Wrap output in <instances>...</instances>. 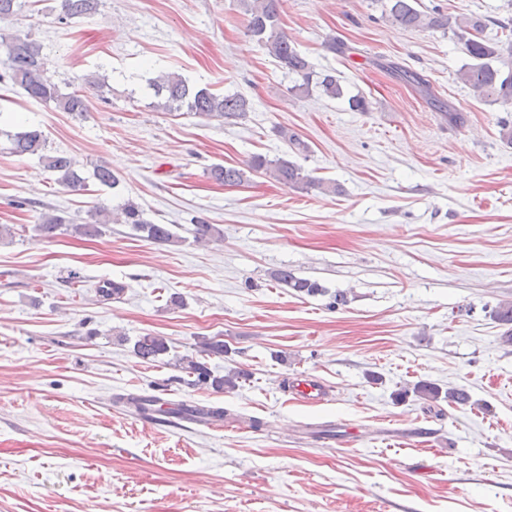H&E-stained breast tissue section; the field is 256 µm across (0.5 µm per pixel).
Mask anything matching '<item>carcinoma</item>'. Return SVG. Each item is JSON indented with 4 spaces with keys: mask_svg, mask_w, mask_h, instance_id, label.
<instances>
[{
    "mask_svg": "<svg viewBox=\"0 0 512 512\" xmlns=\"http://www.w3.org/2000/svg\"><path fill=\"white\" fill-rule=\"evenodd\" d=\"M245 14L247 34L275 59L279 67L288 74L299 77L300 83L290 88L296 96H308L313 90L338 99L345 95L344 87L334 71H316V67L303 55L295 42L280 27L281 0H238ZM389 16L405 28H425L451 31L462 44L471 62L459 70L460 80L479 100L512 103V58L505 55L503 44L483 37L485 24L479 19L459 18L454 21L439 12L426 14L414 7L415 0H389ZM100 0H62V14L59 21L75 17L91 16L98 12ZM0 51L7 56V70L0 74V81L8 79L19 85L27 95L42 103H54L62 112L77 115L88 110V95L82 91L61 92L59 86L46 75L41 45L26 35L0 36ZM154 96L159 99V107L167 112H190L198 116L217 115L227 119H237L251 109L250 100L238 92L216 94L207 87H194L176 73L163 74L148 83ZM13 150L19 155H35L43 167L57 174V182L72 192L85 189L86 178L75 169V162L67 155L51 154L47 150L46 138L42 130L31 126L11 135ZM251 174H265L290 188L308 190L316 188L324 193L336 194L339 186L324 183L306 174L302 167L284 158L270 160L256 154L244 167L215 165L208 170L209 177L226 186H239ZM92 177L100 184L115 186L117 176L104 163L94 167ZM130 224L149 241L158 244L176 245L181 237L171 224H157L144 218V212L137 204L127 201L112 219L104 211L93 209L87 212L82 223H75L64 214L42 213L35 224V230L45 239H52L63 226L82 237L102 235L103 228L110 222ZM192 234L197 242L217 241L223 233L214 224L198 218L193 224ZM271 279L282 288L307 296L322 295L325 288L316 281L300 278L283 267L271 272ZM170 351L165 337L146 333L137 337L132 346L134 356L144 362H156ZM228 353L224 341L215 338L204 340L200 345L199 356L185 355L176 360L186 378L182 382L190 387H206L215 392H229L239 387V382L248 378L242 369H230L223 375L214 373L208 364L199 360L201 356H222ZM420 400H439L457 404L469 402V395L463 389H442L439 385L419 381L410 389L395 394V400L402 402L409 396Z\"/></svg>",
    "mask_w": 512,
    "mask_h": 512,
    "instance_id": "1",
    "label": "carcinoma"
}]
</instances>
